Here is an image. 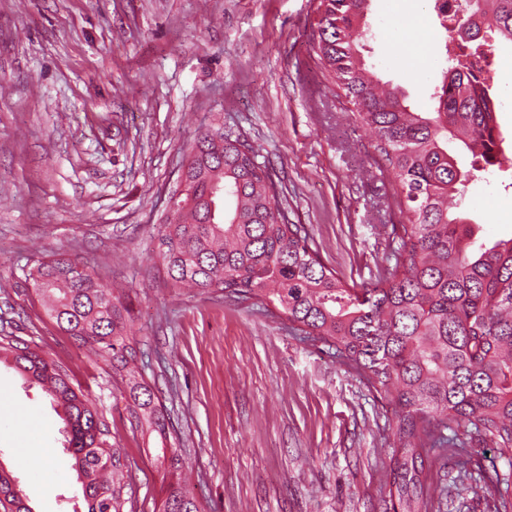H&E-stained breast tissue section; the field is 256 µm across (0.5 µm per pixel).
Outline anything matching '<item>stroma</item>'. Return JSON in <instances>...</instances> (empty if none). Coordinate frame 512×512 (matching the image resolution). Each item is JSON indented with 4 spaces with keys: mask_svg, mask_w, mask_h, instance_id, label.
Segmentation results:
<instances>
[{
    "mask_svg": "<svg viewBox=\"0 0 512 512\" xmlns=\"http://www.w3.org/2000/svg\"><path fill=\"white\" fill-rule=\"evenodd\" d=\"M314 0H0V336L33 342L103 406L120 456V512H155L156 437L132 428L123 385L61 332L25 277L53 254L124 287L143 375L179 438L203 512H383L397 419L328 350L276 310L173 287L158 231L181 149L223 128L273 173L288 219L350 286L373 283L402 223L369 134L308 54ZM367 63L420 111L439 82L428 0H372ZM488 74L501 166L462 206L481 239L512 235V49ZM51 398L0 364V466L33 512H61L76 474L62 461ZM440 459L432 512H490Z\"/></svg>",
    "mask_w": 512,
    "mask_h": 512,
    "instance_id": "obj_1",
    "label": "stroma"
}]
</instances>
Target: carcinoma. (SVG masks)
<instances>
[{"label": "carcinoma", "instance_id": "carcinoma-1", "mask_svg": "<svg viewBox=\"0 0 512 512\" xmlns=\"http://www.w3.org/2000/svg\"><path fill=\"white\" fill-rule=\"evenodd\" d=\"M370 2L316 0L312 49L351 119L369 132L373 164L395 178L392 197L406 222L393 226L394 264L369 288L349 286L323 263L305 226L288 221L254 147L220 129L197 137L185 153L194 205L168 217L159 258L172 286L271 304L294 332L364 377L398 419L383 512H430L434 449L460 458L470 445L492 444L512 460V237L477 242L471 219L449 205L494 165L499 135L491 87L470 74L491 71L497 48L458 31L486 27L512 47V0H459L451 26L433 0L451 48L430 93L431 112L412 111L401 90L367 65ZM452 139L474 158L469 169L448 153ZM215 181L224 187L217 198ZM28 282L57 327L120 378L136 427L159 437L157 512H201L181 481L184 461L162 406L138 370L125 296L65 257L35 260ZM0 362L62 409L65 463L77 475L73 498L87 512H118L122 486L110 473L120 463L103 411L72 387L62 365L19 336H0ZM0 507L33 512L1 467Z\"/></svg>", "mask_w": 512, "mask_h": 512}]
</instances>
